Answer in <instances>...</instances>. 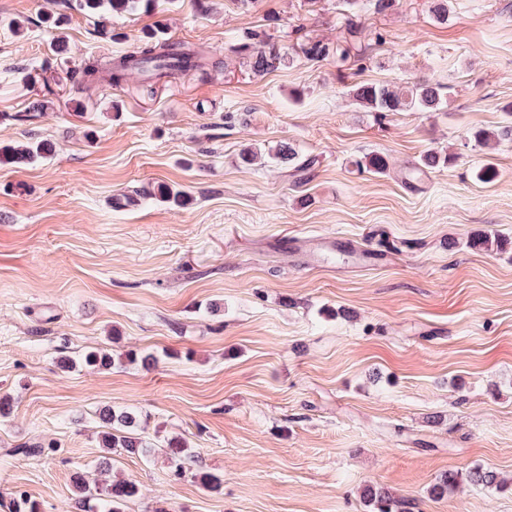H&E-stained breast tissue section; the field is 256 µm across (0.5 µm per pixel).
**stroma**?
Instances as JSON below:
<instances>
[{
    "mask_svg": "<svg viewBox=\"0 0 512 512\" xmlns=\"http://www.w3.org/2000/svg\"><path fill=\"white\" fill-rule=\"evenodd\" d=\"M212 3L103 26L73 0H0V144L55 146L0 167V395L12 400L0 512L20 491L42 512H75L74 473L105 459L109 479L139 488L125 512H369V484L405 512H512V139L465 137L512 122V0H448L442 23L433 0L384 14L342 0ZM155 25L210 65L84 87V67ZM247 30L337 42L351 58L298 56L257 76L236 51ZM431 76L445 87L438 112L378 118L348 94ZM280 143L307 167L271 163ZM432 149L455 162L414 172ZM370 151L385 173L353 167ZM487 165L493 179L478 180ZM157 184L188 203L112 205ZM484 233L501 250L471 248ZM290 235L308 247H287ZM91 348L155 361L57 363ZM105 407L140 417L149 455L99 447ZM159 437L192 448L194 476L173 477ZM476 466L508 487L470 485ZM451 471L454 494L432 498Z\"/></svg>",
    "mask_w": 512,
    "mask_h": 512,
    "instance_id": "stroma-1",
    "label": "stroma"
}]
</instances>
